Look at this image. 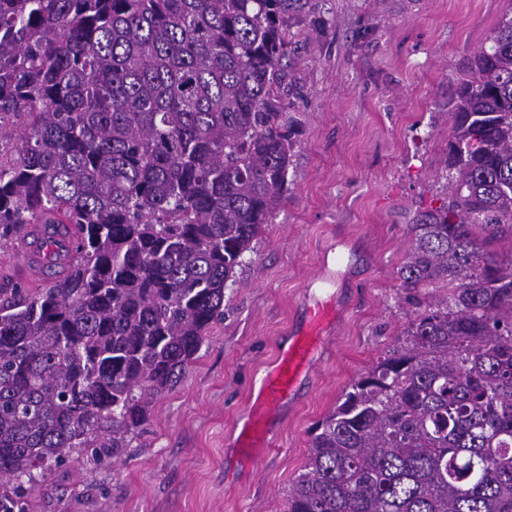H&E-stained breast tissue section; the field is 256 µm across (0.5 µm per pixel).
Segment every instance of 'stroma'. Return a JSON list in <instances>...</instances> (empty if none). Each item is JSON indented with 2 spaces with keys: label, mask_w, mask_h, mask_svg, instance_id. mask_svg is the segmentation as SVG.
Wrapping results in <instances>:
<instances>
[{
  "label": "stroma",
  "mask_w": 512,
  "mask_h": 512,
  "mask_svg": "<svg viewBox=\"0 0 512 512\" xmlns=\"http://www.w3.org/2000/svg\"><path fill=\"white\" fill-rule=\"evenodd\" d=\"M512 0H293L286 16L288 191L181 383L106 464L71 453L46 470L29 512H285L311 431L412 318L399 270L419 209L439 206L448 96ZM336 298L339 326L256 454L236 426L305 319Z\"/></svg>",
  "instance_id": "stroma-1"
}]
</instances>
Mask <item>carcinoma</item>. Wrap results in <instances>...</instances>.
I'll list each match as a JSON object with an SVG mask.
<instances>
[{"instance_id": "obj_1", "label": "carcinoma", "mask_w": 512, "mask_h": 512, "mask_svg": "<svg viewBox=\"0 0 512 512\" xmlns=\"http://www.w3.org/2000/svg\"><path fill=\"white\" fill-rule=\"evenodd\" d=\"M290 0H0V512L46 468L119 456L182 380L288 191ZM411 225L402 338L315 427L287 512H512V15L448 99ZM432 286L430 299L417 289ZM36 236H38V239L32 236L31 241L28 238L26 241L21 243L18 253L25 266L28 267L31 275L45 278V270L37 262V258L41 242L40 239L43 237H51L50 230H46L45 226H41L37 229ZM10 246H5L0 249V274H2V276H8L11 284L16 283L25 286L26 288H35L43 279L22 276L18 269V262L14 256V246Z\"/></svg>"}]
</instances>
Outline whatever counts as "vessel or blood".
<instances>
[{
    "mask_svg": "<svg viewBox=\"0 0 512 512\" xmlns=\"http://www.w3.org/2000/svg\"><path fill=\"white\" fill-rule=\"evenodd\" d=\"M46 235V228H39L35 238L24 241L18 249L23 263L36 277L45 274L37 258L40 240ZM338 317L335 303L309 306L304 327L279 348L274 368L263 377L253 406L236 437V447L249 450L263 445L274 419L294 401L299 381L312 371L323 337L334 328Z\"/></svg>",
    "mask_w": 512,
    "mask_h": 512,
    "instance_id": "b4317fda",
    "label": "vessel or blood"
}]
</instances>
